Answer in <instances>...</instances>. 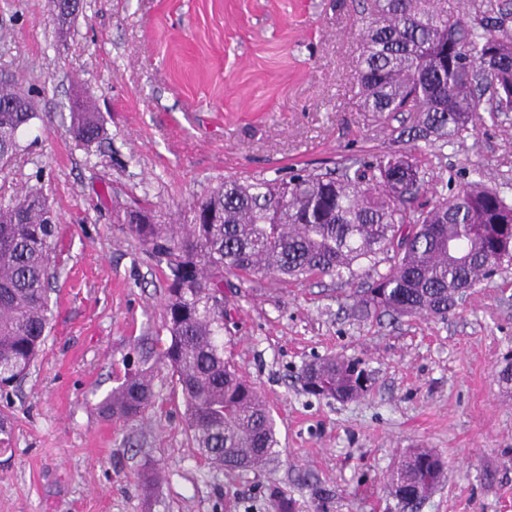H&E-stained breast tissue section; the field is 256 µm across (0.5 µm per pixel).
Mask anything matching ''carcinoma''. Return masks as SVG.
Segmentation results:
<instances>
[{
    "label": "carcinoma",
    "mask_w": 512,
    "mask_h": 512,
    "mask_svg": "<svg viewBox=\"0 0 512 512\" xmlns=\"http://www.w3.org/2000/svg\"><path fill=\"white\" fill-rule=\"evenodd\" d=\"M511 20L509 0L453 21L448 0H370L354 88L365 112L411 115L406 147L345 157L325 171L226 180L189 207L184 224H160L135 204L148 221L120 230L161 267L167 338L155 357H137L100 412L123 422L142 417L162 365L181 390L200 456L228 472L255 470L275 462L278 440L263 396L224 357L226 290L255 278H353L385 255L388 270L357 297L354 313L446 320L461 294L512 266V202L478 169L446 195L430 186L424 166L429 150L512 112ZM38 117L30 92L0 83V173L15 164L19 135ZM69 132L86 147L103 139L87 100L71 109ZM57 229L40 190L0 200V394L28 375L50 332ZM365 375L363 360L330 355L306 365L301 380L311 395L349 401L367 395ZM445 475L435 450L412 448L387 483L405 507Z\"/></svg>",
    "instance_id": "obj_1"
}]
</instances>
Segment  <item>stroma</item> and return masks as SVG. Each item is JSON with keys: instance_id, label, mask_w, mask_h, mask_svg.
Wrapping results in <instances>:
<instances>
[{"instance_id": "1", "label": "stroma", "mask_w": 512, "mask_h": 512, "mask_svg": "<svg viewBox=\"0 0 512 512\" xmlns=\"http://www.w3.org/2000/svg\"><path fill=\"white\" fill-rule=\"evenodd\" d=\"M67 29L45 0H0V77L36 86L39 117L0 175L6 191L41 188L60 221L54 319L44 350L0 415V512H402L386 475L410 448H431L446 479L420 512H512V268L447 320H361L368 278L245 284L226 344L267 402L279 440L268 468L210 466L186 435L180 392L159 368L142 418L98 412L128 360L162 323L163 277L115 223L149 200L183 223L227 178L332 168L397 147L407 116L362 111L352 74L363 0H82ZM93 95L102 144L72 140L69 107ZM443 178L481 157L512 201V115L445 147ZM358 357L369 394H307L299 375L328 355ZM162 470L154 487L146 468Z\"/></svg>"}]
</instances>
